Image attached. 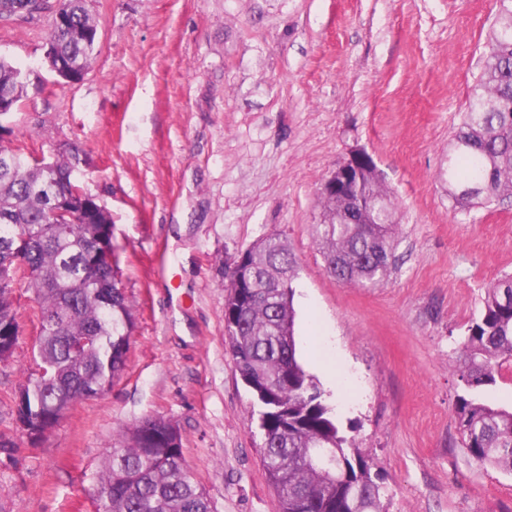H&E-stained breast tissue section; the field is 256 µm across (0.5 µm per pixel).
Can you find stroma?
<instances>
[{
  "instance_id": "35a3bbf8",
  "label": "stroma",
  "mask_w": 512,
  "mask_h": 512,
  "mask_svg": "<svg viewBox=\"0 0 512 512\" xmlns=\"http://www.w3.org/2000/svg\"><path fill=\"white\" fill-rule=\"evenodd\" d=\"M83 77L44 62L53 14L0 21L27 75L7 146L80 150L112 215L134 326L125 368L38 447L0 461V512H96L101 464L147 417L176 425L216 512H280L254 399L227 351L226 270L272 235L297 259V354L343 433L380 467L388 512H512V474L461 444L454 368L487 286L512 274V200L464 213L440 173L480 73L496 0H88ZM355 149L393 193L396 262L375 287L329 277L319 190ZM0 365V430L32 364L37 302Z\"/></svg>"
}]
</instances>
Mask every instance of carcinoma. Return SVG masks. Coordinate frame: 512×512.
<instances>
[{"instance_id": "1", "label": "carcinoma", "mask_w": 512, "mask_h": 512, "mask_svg": "<svg viewBox=\"0 0 512 512\" xmlns=\"http://www.w3.org/2000/svg\"><path fill=\"white\" fill-rule=\"evenodd\" d=\"M98 21L86 0H59L45 54L80 78L95 50ZM20 68L0 56V91L14 104L26 95ZM71 150L47 168L21 148L0 146V363L20 333L12 285L27 284L38 303L34 367L13 394L12 420L36 446L76 401L111 387L122 371L133 328L129 299L118 288L112 219L85 210L73 222L50 215L58 195L82 190ZM448 197L469 212L512 198V0H499L483 64L448 143ZM353 206L322 197L315 224L325 271L358 286L377 285L394 257L399 225L394 202L374 169L360 174ZM251 283L229 288L224 329L229 353L259 406L263 460L280 512H387L378 465L343 434L315 377L299 362L294 336L296 259L277 236L243 253ZM512 362V275L491 283L468 326L456 370L468 392L496 382ZM455 422L479 466L512 473V410L468 393L457 396ZM317 448L329 461L311 456ZM98 512H215L184 467L177 427L148 418L127 429L102 466L94 493Z\"/></svg>"}]
</instances>
